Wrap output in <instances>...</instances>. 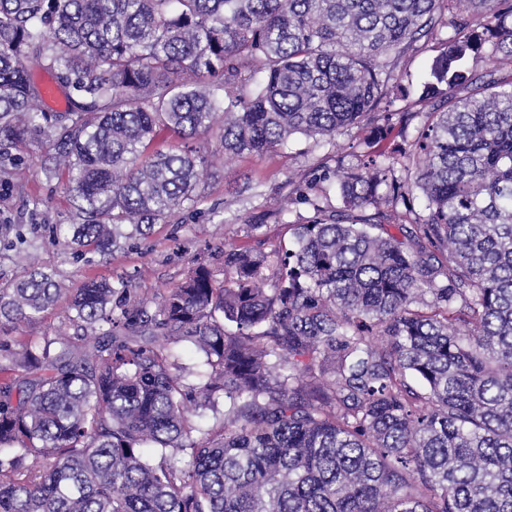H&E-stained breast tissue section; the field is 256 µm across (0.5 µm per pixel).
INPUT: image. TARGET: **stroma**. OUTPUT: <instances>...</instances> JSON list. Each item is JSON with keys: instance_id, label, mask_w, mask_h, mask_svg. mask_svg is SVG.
<instances>
[{"instance_id": "35a3bbf8", "label": "stroma", "mask_w": 512, "mask_h": 512, "mask_svg": "<svg viewBox=\"0 0 512 512\" xmlns=\"http://www.w3.org/2000/svg\"><path fill=\"white\" fill-rule=\"evenodd\" d=\"M363 138V131L352 127L329 143L298 136L262 156L216 159L191 201L145 235L88 263L64 251L69 227L78 221L64 189L67 176L45 177L41 165L49 144L43 136H30L12 149L10 158H0V284L19 276L32 256L55 268L67 288L90 279L106 280L125 284L130 300L156 304L194 264L222 269L225 243L265 250L290 245L292 225L312 215L307 204L289 202L293 186L310 181L316 167L357 164ZM258 213L269 219L253 233L247 222ZM20 235L32 241L30 252L15 247ZM67 314L68 300L63 297L36 320L0 324V339L40 342L56 336L62 326L69 335H79Z\"/></svg>"}]
</instances>
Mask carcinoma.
Here are the masks:
<instances>
[{
  "instance_id": "carcinoma-1",
  "label": "carcinoma",
  "mask_w": 512,
  "mask_h": 512,
  "mask_svg": "<svg viewBox=\"0 0 512 512\" xmlns=\"http://www.w3.org/2000/svg\"><path fill=\"white\" fill-rule=\"evenodd\" d=\"M443 28L402 96L417 135L297 186L313 215L292 247L227 244L152 312L42 264L0 287V321L69 294L83 330L0 340V512H512V0H0V146L46 138L83 216L65 246L104 255L210 165L145 154L158 131L222 114L226 156L379 132L400 56ZM467 57L494 69L469 78ZM36 68L67 111H44ZM179 342L203 355L196 384ZM438 42L439 40H433L423 52L414 53L408 51L399 60L400 67L406 69L411 74L409 79L410 85H408L407 81L403 83L404 87L409 89L410 96H413L410 99L416 98L414 95L421 91L423 83L429 79L430 68L435 57L440 52V44Z\"/></svg>"
}]
</instances>
